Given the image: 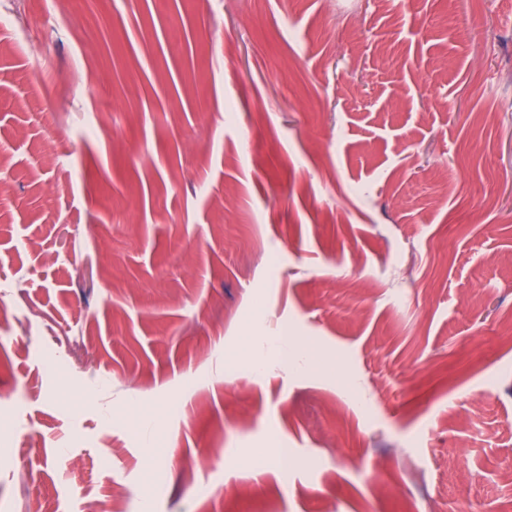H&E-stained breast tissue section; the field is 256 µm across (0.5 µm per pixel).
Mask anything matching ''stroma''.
Returning a JSON list of instances; mask_svg holds the SVG:
<instances>
[{
  "mask_svg": "<svg viewBox=\"0 0 512 512\" xmlns=\"http://www.w3.org/2000/svg\"><path fill=\"white\" fill-rule=\"evenodd\" d=\"M343 2L0 0V512H512V0Z\"/></svg>",
  "mask_w": 512,
  "mask_h": 512,
  "instance_id": "stroma-1",
  "label": "stroma"
}]
</instances>
